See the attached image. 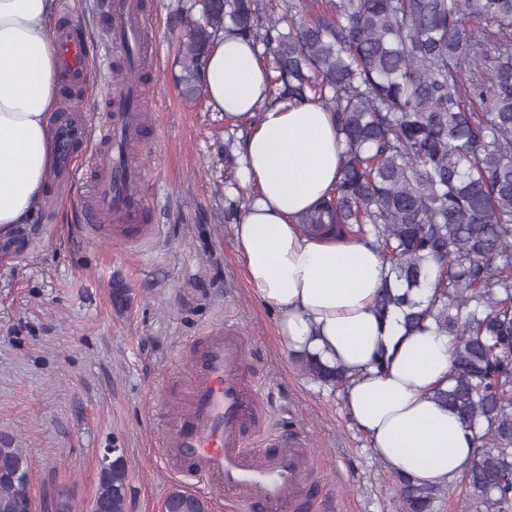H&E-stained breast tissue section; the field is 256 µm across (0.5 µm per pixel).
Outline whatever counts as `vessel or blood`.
I'll use <instances>...</instances> for the list:
<instances>
[{
  "label": "vessel or blood",
  "mask_w": 512,
  "mask_h": 512,
  "mask_svg": "<svg viewBox=\"0 0 512 512\" xmlns=\"http://www.w3.org/2000/svg\"><path fill=\"white\" fill-rule=\"evenodd\" d=\"M111 19L102 35L105 52H119L125 71L137 70L142 52L144 0H103ZM65 88L88 79L87 53L80 28L66 23L55 36ZM145 120L138 86L126 80L113 84L106 97L105 117L62 111L55 119L57 162L53 187L73 186L80 172H89L91 195L84 221L93 232L104 231L113 242L127 245L151 236L144 221L143 172L129 161L137 132ZM85 150L84 166H76V147ZM184 409L172 422L165 446L181 463L199 493H224L227 512H271L287 505L290 512L305 503L303 488L311 474L307 436H266L259 447L250 441L266 423L267 399L258 384L247 381L248 339L238 326L211 329L193 347L186 363Z\"/></svg>",
  "instance_id": "b4317fda"
}]
</instances>
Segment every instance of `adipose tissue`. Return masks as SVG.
<instances>
[{"label":"adipose tissue","mask_w":512,"mask_h":512,"mask_svg":"<svg viewBox=\"0 0 512 512\" xmlns=\"http://www.w3.org/2000/svg\"><path fill=\"white\" fill-rule=\"evenodd\" d=\"M55 10V0H0V229L29 223L53 166ZM200 77L225 122L250 127L239 157L248 200L233 235L252 295L277 310L289 348L348 369L345 406L387 469L446 485L475 454L472 432L433 397L448 385L450 337L433 325L408 332L398 308L377 313L388 267L373 239L314 237L296 222L339 177L331 114L270 103L256 46L233 31L215 38Z\"/></svg>","instance_id":"1"}]
</instances>
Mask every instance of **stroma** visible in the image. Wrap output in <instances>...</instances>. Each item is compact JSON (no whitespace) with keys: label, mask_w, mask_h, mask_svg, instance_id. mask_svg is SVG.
I'll list each match as a JSON object with an SVG mask.
<instances>
[{"label":"stroma","mask_w":512,"mask_h":512,"mask_svg":"<svg viewBox=\"0 0 512 512\" xmlns=\"http://www.w3.org/2000/svg\"><path fill=\"white\" fill-rule=\"evenodd\" d=\"M100 0H56L54 24H78L101 44ZM142 69L145 123L132 160L144 172L152 239L133 248L96 239L81 221L80 187L44 192L29 230L34 245L0 269V438L22 449L35 502L91 512L105 449H122L128 512H162L183 489L165 460L160 409L177 410L168 389L191 344L236 324L249 338L256 381L269 397L266 432H303L320 478L306 484L321 512H397L393 474L355 427L341 391L313 382L277 332L276 313L251 296L228 202L246 198L225 126L204 93L185 97L179 42L196 0H152ZM75 111L102 113L116 74L91 63Z\"/></svg>","instance_id":"1"}]
</instances>
